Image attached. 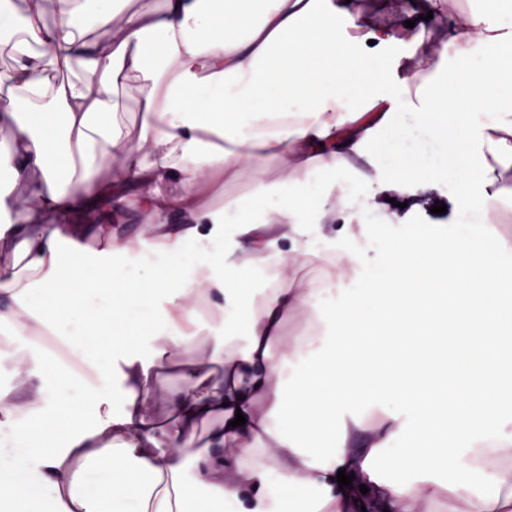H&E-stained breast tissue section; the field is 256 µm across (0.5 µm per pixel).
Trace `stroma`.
<instances>
[{
  "label": "stroma",
  "instance_id": "1",
  "mask_svg": "<svg viewBox=\"0 0 512 512\" xmlns=\"http://www.w3.org/2000/svg\"><path fill=\"white\" fill-rule=\"evenodd\" d=\"M427 163L438 170L439 179L434 187L407 196V205L401 209V222L382 224L375 210L365 209L359 215L366 234L358 241L328 232L326 237L316 238L315 249L327 253L354 251L357 255L356 272L346 279L342 286L327 283L324 266L311 263L300 267L296 278L301 282L322 281L326 287L318 301V311L338 309L348 302L363 296L366 285L375 279L383 269L386 246L389 241L399 240L412 233L416 226H426L437 238L455 241L468 238L476 229V211L472 204L458 200L456 194V170L448 165V151L439 141H429L422 149ZM446 205L443 214L432 213L434 204ZM221 257L225 266L237 264L239 253L231 240L216 239L207 245L186 242L177 257H169L155 251L150 245H143L135 258L120 262L114 268L115 274L126 282L137 281L146 271L171 265L190 267L196 264L201 251Z\"/></svg>",
  "mask_w": 512,
  "mask_h": 512
}]
</instances>
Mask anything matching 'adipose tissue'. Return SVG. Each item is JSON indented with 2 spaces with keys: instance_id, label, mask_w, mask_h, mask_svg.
Wrapping results in <instances>:
<instances>
[{
  "instance_id": "ef3b65f1",
  "label": "adipose tissue",
  "mask_w": 512,
  "mask_h": 512,
  "mask_svg": "<svg viewBox=\"0 0 512 512\" xmlns=\"http://www.w3.org/2000/svg\"><path fill=\"white\" fill-rule=\"evenodd\" d=\"M0 0V202L25 206L0 226V346L24 344L0 387V512H264L268 464L281 472V512H427L438 500L465 512H512V268L493 235L490 202L512 203V28L480 15L411 28H366V0H163L126 11L101 0ZM53 23H45V15ZM393 43L409 44L403 55ZM492 65L469 64L474 50ZM136 82L135 128L115 119L117 90ZM301 100L298 109L290 103ZM448 148L458 192L477 204L476 233L448 243L422 226L389 242L384 273L361 299L322 313L331 338L291 381L283 372L312 343L283 340L288 319L315 308L307 262L355 271L352 254L312 249L310 227L358 213L397 216L388 193L431 187L436 169L402 150L400 171L380 178L378 154L396 108ZM490 112L483 124L473 112ZM365 158L372 190L337 179ZM276 159L299 186L325 176L322 197L293 194L268 207V186L247 205L226 189ZM75 186L88 202L64 204ZM237 214L240 265L224 275L209 254L190 268L156 269L129 284L114 266L143 241L177 254L186 240L223 236ZM146 222L125 234L131 215ZM271 270L235 347L224 302L255 267ZM106 296L72 321V299ZM160 303L143 322L130 312ZM182 385L157 393L167 374ZM77 400H70L68 391ZM246 422L234 426L236 414ZM212 431L196 446L199 427ZM403 436L402 455L388 454ZM466 451L470 463L455 461ZM352 474L342 488L338 471ZM447 478H439V471ZM321 488L319 497L309 488Z\"/></svg>"
}]
</instances>
